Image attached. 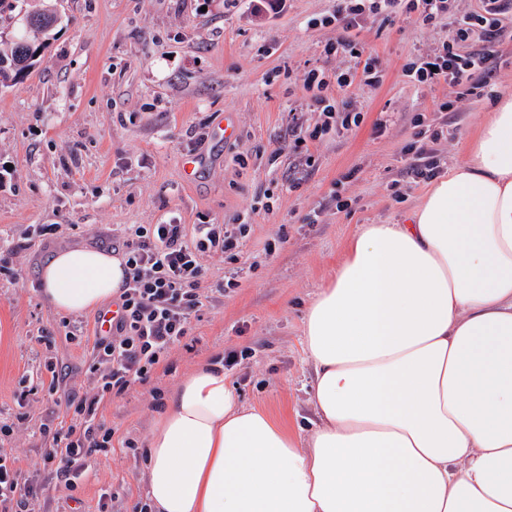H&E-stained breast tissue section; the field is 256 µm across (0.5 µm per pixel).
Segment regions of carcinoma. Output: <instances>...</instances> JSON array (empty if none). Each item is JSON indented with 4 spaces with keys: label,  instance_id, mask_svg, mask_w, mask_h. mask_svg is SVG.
Segmentation results:
<instances>
[{
    "label": "carcinoma",
    "instance_id": "cac0c4a2",
    "mask_svg": "<svg viewBox=\"0 0 512 512\" xmlns=\"http://www.w3.org/2000/svg\"><path fill=\"white\" fill-rule=\"evenodd\" d=\"M57 22L48 11L26 16V30L10 38L0 34V84H17L36 65L45 47V36Z\"/></svg>",
    "mask_w": 512,
    "mask_h": 512
}]
</instances>
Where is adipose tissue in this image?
<instances>
[{
    "label": "adipose tissue",
    "instance_id": "adipose-tissue-1",
    "mask_svg": "<svg viewBox=\"0 0 512 512\" xmlns=\"http://www.w3.org/2000/svg\"><path fill=\"white\" fill-rule=\"evenodd\" d=\"M122 259L42 270L65 313L119 294ZM318 421L295 435L221 366L189 375L146 452L157 512H512V93L403 224H363L305 310Z\"/></svg>",
    "mask_w": 512,
    "mask_h": 512
}]
</instances>
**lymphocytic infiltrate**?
Wrapping results in <instances>:
<instances>
[{
	"label": "lymphocytic infiltrate",
	"mask_w": 512,
	"mask_h": 512,
	"mask_svg": "<svg viewBox=\"0 0 512 512\" xmlns=\"http://www.w3.org/2000/svg\"><path fill=\"white\" fill-rule=\"evenodd\" d=\"M401 7L414 22L434 25L449 10L448 0H342L331 20L340 34L338 50L359 51L349 37L360 17ZM512 27V0H480L477 11L465 15L432 54L406 63L403 72L417 85L445 83L448 98L440 103L447 111L469 96L481 95L491 71L489 52L458 53V44L481 35L499 39ZM249 223L133 224L121 242L128 282L117 299L119 317L107 335L96 337L89 366L94 376L90 393L70 404L68 426H44L52 437L42 465L67 489H76L89 461L112 446L113 431L98 418L100 405L123 395L135 383L146 380L150 370L189 336L191 320L204 306L199 288L201 258L224 254L246 236ZM37 490L21 480L10 457L0 454V512H32Z\"/></svg>",
	"instance_id": "lymphocytic-infiltrate-1"
}]
</instances>
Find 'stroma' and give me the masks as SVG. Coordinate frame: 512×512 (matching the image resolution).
I'll list each match as a JSON object with an SVG mask.
<instances>
[{
	"label": "stroma",
	"mask_w": 512,
	"mask_h": 512,
	"mask_svg": "<svg viewBox=\"0 0 512 512\" xmlns=\"http://www.w3.org/2000/svg\"><path fill=\"white\" fill-rule=\"evenodd\" d=\"M337 0H27L59 22L37 66L0 86V255L17 277L0 275V424L14 427L0 452L38 489L35 512H134L146 501L145 449L170 396L199 365L225 360L243 401L305 433L314 374L302 340L304 312L362 224H399L427 183L407 175L403 149L417 132L443 130L431 145L439 169L463 156L492 103L512 92V37L496 47L495 71L480 97L448 112L440 83L403 75L432 52L447 21L416 26L402 11L365 13L355 30L383 80L353 88L359 126L296 142L290 128L323 125L304 87L310 70L331 79L353 67L330 52L323 25ZM233 114L238 134L218 124ZM423 125H416V118ZM200 160L194 180L182 162ZM269 196L270 208L251 207ZM347 200L346 208L336 206ZM251 230L231 257L207 256L200 281L208 301L192 331L145 383L106 400L99 417L113 449L96 455L75 490L44 471L48 420L67 421L89 372L96 310L52 308L41 270L76 246L110 251L131 224H237ZM32 224H64L61 237L27 241ZM83 336L71 339L72 322ZM52 360L57 375L43 367Z\"/></svg>",
	"instance_id": "35a3bbf8"
}]
</instances>
